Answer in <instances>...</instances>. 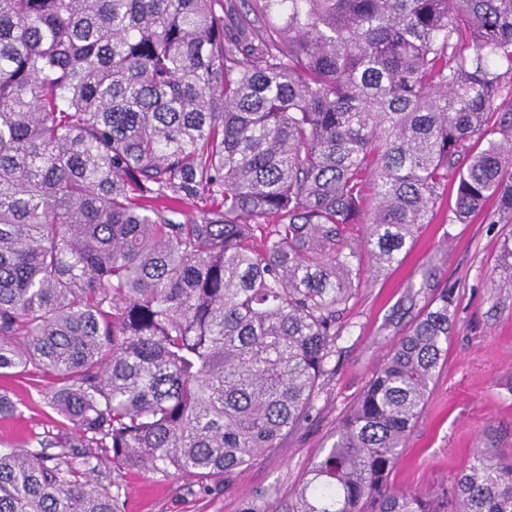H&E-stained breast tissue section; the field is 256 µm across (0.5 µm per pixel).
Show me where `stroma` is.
<instances>
[{
    "label": "stroma",
    "mask_w": 512,
    "mask_h": 512,
    "mask_svg": "<svg viewBox=\"0 0 512 512\" xmlns=\"http://www.w3.org/2000/svg\"><path fill=\"white\" fill-rule=\"evenodd\" d=\"M454 197H446L432 224L423 227L398 265L364 271L342 321L344 331L307 423L287 435L280 448L265 454L237 478L232 489L203 492L188 477L164 478L147 470L114 468L118 512H241L242 502L292 512L295 493L313 460L329 449L337 424L357 400L373 370L411 326L423 297L414 296L429 263L455 292L454 331L448 357L431 386L429 399L391 475L401 489L424 492L450 483L477 450L512 454V288L503 280L502 247L512 241V224L496 220V203L487 201L471 222H453ZM25 379L0 376V392L24 403L17 418L0 417V450L24 446L34 435L66 434L67 421L50 419L38 391Z\"/></svg>",
    "instance_id": "35a3bbf8"
}]
</instances>
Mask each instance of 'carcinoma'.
<instances>
[{
    "instance_id": "cac0c4a2",
    "label": "carcinoma",
    "mask_w": 512,
    "mask_h": 512,
    "mask_svg": "<svg viewBox=\"0 0 512 512\" xmlns=\"http://www.w3.org/2000/svg\"><path fill=\"white\" fill-rule=\"evenodd\" d=\"M509 80L512 0H0V374L52 380L75 433L0 451V512H116L103 463L228 489L278 448L363 259L399 263L450 181L459 223L512 221ZM453 306L433 290L294 512H512V457L390 481Z\"/></svg>"
}]
</instances>
